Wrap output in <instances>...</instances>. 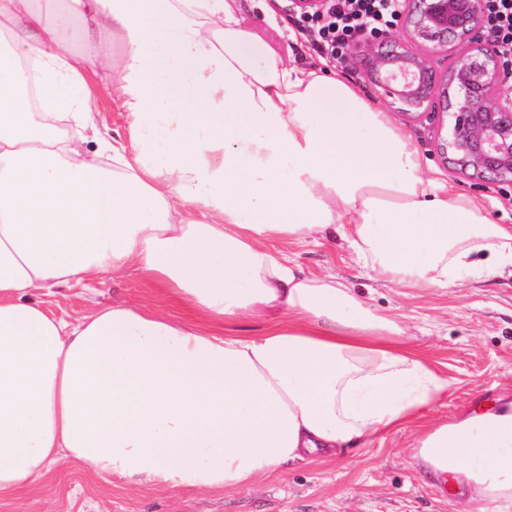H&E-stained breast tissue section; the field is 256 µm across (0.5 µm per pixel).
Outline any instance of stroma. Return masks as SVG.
I'll return each instance as SVG.
<instances>
[{
  "instance_id": "1",
  "label": "stroma",
  "mask_w": 512,
  "mask_h": 512,
  "mask_svg": "<svg viewBox=\"0 0 512 512\" xmlns=\"http://www.w3.org/2000/svg\"><path fill=\"white\" fill-rule=\"evenodd\" d=\"M268 2L274 13L270 19L256 10L239 11L242 27L268 51L286 62L360 84L381 110L389 111L394 125L415 141L427 172L441 173L457 193L484 198L496 223L512 225V184L459 173L436 149V118L413 125L390 112L378 90L360 83L355 62L332 59L312 44L288 15L289 0ZM277 248L306 273L342 278L380 312L397 315L408 343L447 377V392L418 418L370 443L352 445L331 459L290 464L245 489L161 490L118 479L108 484L80 470L54 466L34 488L0 496V512H464L460 494L420 478L412 446L423 426L448 422L462 410L485 407L512 394V279L420 292L362 268L336 237L315 243L281 242ZM45 302L70 322L112 304H136L173 316L181 313L162 289L133 267L54 289Z\"/></svg>"
}]
</instances>
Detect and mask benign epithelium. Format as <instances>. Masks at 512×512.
I'll use <instances>...</instances> for the list:
<instances>
[{
    "mask_svg": "<svg viewBox=\"0 0 512 512\" xmlns=\"http://www.w3.org/2000/svg\"><path fill=\"white\" fill-rule=\"evenodd\" d=\"M397 19L400 36L366 32L346 60L410 121L443 105L450 121L436 137L445 159L471 178L511 184L512 71L486 33L483 0H400ZM435 55L448 61L440 74Z\"/></svg>",
    "mask_w": 512,
    "mask_h": 512,
    "instance_id": "obj_1",
    "label": "benign epithelium"
}]
</instances>
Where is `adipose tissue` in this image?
Returning <instances> with one entry per match:
<instances>
[{
	"label": "adipose tissue",
	"mask_w": 512,
	"mask_h": 512,
	"mask_svg": "<svg viewBox=\"0 0 512 512\" xmlns=\"http://www.w3.org/2000/svg\"><path fill=\"white\" fill-rule=\"evenodd\" d=\"M102 86L126 134L91 154ZM332 229L405 287L512 277V225L227 0H0V494L57 464L246 488L416 417L448 380L400 323L269 247ZM132 265L189 318L119 304L71 323L33 298ZM412 457L473 512H512V399L425 428Z\"/></svg>",
	"instance_id": "adipose-tissue-1"
}]
</instances>
